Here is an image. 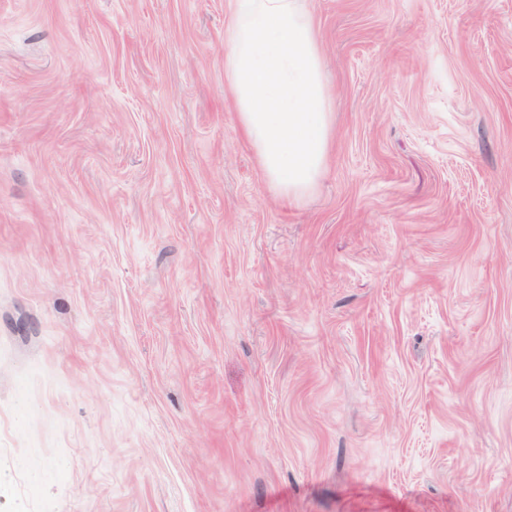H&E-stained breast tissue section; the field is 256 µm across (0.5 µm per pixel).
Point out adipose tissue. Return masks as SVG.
Returning <instances> with one entry per match:
<instances>
[{"label": "adipose tissue", "instance_id": "obj_1", "mask_svg": "<svg viewBox=\"0 0 512 512\" xmlns=\"http://www.w3.org/2000/svg\"><path fill=\"white\" fill-rule=\"evenodd\" d=\"M224 75L262 172L282 198L301 202L333 137L332 96L303 0H230Z\"/></svg>", "mask_w": 512, "mask_h": 512}]
</instances>
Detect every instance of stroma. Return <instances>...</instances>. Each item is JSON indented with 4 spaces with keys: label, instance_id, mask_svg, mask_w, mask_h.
Listing matches in <instances>:
<instances>
[{
    "label": "stroma",
    "instance_id": "1",
    "mask_svg": "<svg viewBox=\"0 0 512 512\" xmlns=\"http://www.w3.org/2000/svg\"><path fill=\"white\" fill-rule=\"evenodd\" d=\"M229 0H0V512H512V0H305L297 206ZM224 75L262 172L282 198L301 202L325 169L334 119L303 0H230Z\"/></svg>",
    "mask_w": 512,
    "mask_h": 512
}]
</instances>
